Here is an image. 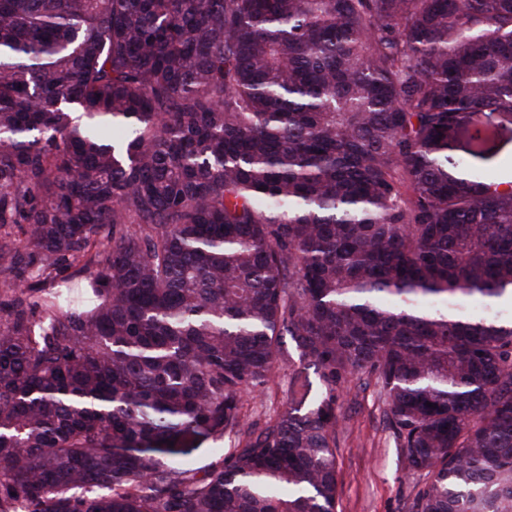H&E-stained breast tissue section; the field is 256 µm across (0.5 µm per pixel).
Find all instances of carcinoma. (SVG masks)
<instances>
[{
    "instance_id": "carcinoma-1",
    "label": "carcinoma",
    "mask_w": 512,
    "mask_h": 512,
    "mask_svg": "<svg viewBox=\"0 0 512 512\" xmlns=\"http://www.w3.org/2000/svg\"><path fill=\"white\" fill-rule=\"evenodd\" d=\"M506 130L512 0H0V512H337L363 371L403 512H512ZM294 367L288 364L279 369L268 385L250 392L245 397V408L249 422L262 426L270 417H274L284 409L288 378Z\"/></svg>"
}]
</instances>
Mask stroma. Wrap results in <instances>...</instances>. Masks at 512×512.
<instances>
[{"mask_svg": "<svg viewBox=\"0 0 512 512\" xmlns=\"http://www.w3.org/2000/svg\"><path fill=\"white\" fill-rule=\"evenodd\" d=\"M290 375V368H281L268 385L246 395L248 421L261 425L283 410ZM341 391L343 421L336 436L338 512H402V499L418 479L402 465L374 378L365 373L348 377Z\"/></svg>", "mask_w": 512, "mask_h": 512, "instance_id": "1", "label": "stroma"}]
</instances>
